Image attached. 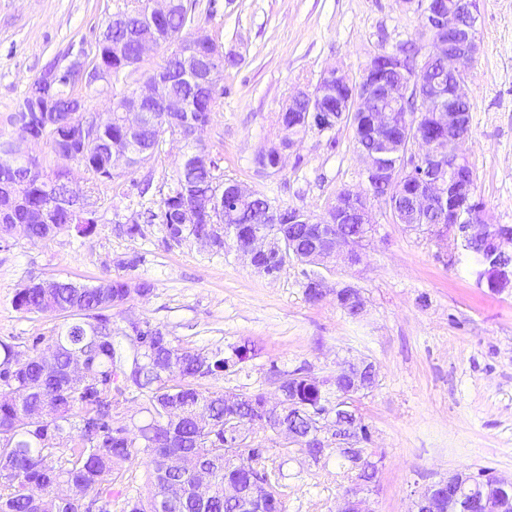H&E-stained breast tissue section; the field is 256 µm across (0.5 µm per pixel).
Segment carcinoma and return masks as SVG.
I'll return each mask as SVG.
<instances>
[{
  "mask_svg": "<svg viewBox=\"0 0 512 512\" xmlns=\"http://www.w3.org/2000/svg\"><path fill=\"white\" fill-rule=\"evenodd\" d=\"M147 2L135 0L130 9L113 16L106 25L107 37L99 50L116 81L136 71L142 39L156 38L165 46L166 34L177 32L185 41L187 30L196 25L195 13L183 0H176L171 14L155 23L146 15ZM161 68L171 75L170 92L186 101V118L210 122L216 95L182 80L180 62L173 52ZM52 98L55 111L50 116L55 118V125L45 129L43 141L53 153L69 150L81 154L83 170L91 175L94 186L114 178L109 150L133 147L139 151L136 165L140 166L161 154V130L169 134L189 132L179 126L176 117L157 112L145 123L135 143H130L120 122L125 104L121 97L102 113L92 136L81 129L82 121L94 116L81 97L62 84ZM307 109L308 102L299 99L281 112L279 123L288 128L289 136L297 138L310 131L305 121ZM340 122L351 125L357 147L372 145L358 128L359 114L344 116ZM9 151L8 139L0 135V181L6 178L14 182L26 195L27 203L15 210L13 220L0 221V237L14 224L27 225V238L33 242L47 241L70 229L84 235L94 230L92 219L80 223L68 210L49 208L38 183L45 177L38 158L13 169L7 161ZM192 155L187 167L172 175L158 211H149L151 219L164 226L170 240L179 242L190 233L208 237L215 234L217 225L267 224L271 201L257 193L242 202L226 200L218 210L205 209L213 192H224V172L206 146L195 149ZM188 204L200 209L197 222L190 226L180 223V213ZM291 233L297 256L314 251L316 240L309 239L306 225H292ZM150 290L151 285L143 280L103 279L92 287L66 280L57 281L52 288L28 283L16 292V310L28 314L57 311L66 322L53 332L51 342L56 346L57 358L49 371L41 366L38 354L22 357L14 345L0 341V512H90L85 500L112 497L114 478L122 477L125 464L138 459L146 466L150 494L144 501L128 499L124 512H239L246 507L282 512V474L268 465L269 449L258 440L260 434L274 430L278 422L262 416L264 394L245 393L238 406L229 407L224 394L202 392L195 383L206 371L213 374L226 370L246 346L232 347L228 356L218 350L181 347L161 329L140 323L131 329L130 336L145 339L141 362L127 381L117 382V367L131 351L117 340L109 311ZM79 349L88 355L90 378L85 382L67 378L71 355ZM169 357L174 364L168 374L158 373L155 363ZM285 376L291 409L301 412L291 423L305 432L309 422L303 412L322 407L325 390L304 376L293 377L289 372ZM133 391L148 395L149 414V421L138 428L134 439L125 426L112 420V411ZM203 412L211 423L206 434L199 432L196 422V416ZM242 430L256 437L249 448L234 446ZM173 456L190 457L207 465L210 480L206 501L189 493L194 487L189 470L168 466ZM228 482L240 486V502L224 497ZM258 483L262 484L263 497L255 502L251 494ZM62 484L70 490L65 499L54 495L55 488Z\"/></svg>",
  "mask_w": 512,
  "mask_h": 512,
  "instance_id": "obj_1",
  "label": "carcinoma"
}]
</instances>
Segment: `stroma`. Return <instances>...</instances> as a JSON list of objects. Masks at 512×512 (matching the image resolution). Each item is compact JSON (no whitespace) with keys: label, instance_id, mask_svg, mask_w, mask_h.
Listing matches in <instances>:
<instances>
[{"label":"stroma","instance_id":"35a3bbf8","mask_svg":"<svg viewBox=\"0 0 512 512\" xmlns=\"http://www.w3.org/2000/svg\"><path fill=\"white\" fill-rule=\"evenodd\" d=\"M199 25L235 56L220 83L202 142L226 179L267 196L273 205L322 214L343 188L361 186L363 161L342 125L308 133L279 171L253 162L278 142L277 118L298 90L340 67L359 76L372 56L413 39L417 5L402 0H192ZM128 0H0V132L15 137L30 84L51 64L66 69L94 52L112 16ZM480 51L470 71V132L462 146L491 223L512 226V0H476ZM182 154L165 142L158 160L119 170L96 191L97 226L69 230L45 243L22 233L0 239V340L22 354L47 352L55 312L15 310L30 280H145L148 295L113 310L112 325L136 320L168 333L175 344L207 352L254 342L243 370L199 378L201 390L264 393L277 402L278 371L302 368L334 378L343 361L366 359L378 377L356 404L368 425L370 451L381 456L369 512H415L422 491L442 477L488 471L512 482V287L480 284L462 241L392 223L375 214V233L360 264H288L260 275L233 246L216 250L193 238L174 242L162 224L124 227L148 208ZM323 276L326 295L311 302L307 279ZM360 289L365 308L348 317L336 302L344 285ZM283 466L284 512H336L355 477L336 456L314 460L280 439L263 438Z\"/></svg>","mask_w":512,"mask_h":512}]
</instances>
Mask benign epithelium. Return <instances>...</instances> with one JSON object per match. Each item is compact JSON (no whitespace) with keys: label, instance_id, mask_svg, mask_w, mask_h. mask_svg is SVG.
Wrapping results in <instances>:
<instances>
[{"label":"benign epithelium","instance_id":"benign-epithelium-1","mask_svg":"<svg viewBox=\"0 0 512 512\" xmlns=\"http://www.w3.org/2000/svg\"><path fill=\"white\" fill-rule=\"evenodd\" d=\"M420 9L426 32L419 41L423 66H428L435 59L444 60L450 85L426 80L424 70L405 71L398 52L384 51L374 55L356 79L338 67H331L320 74L311 90L296 93V97L309 101L308 123L319 134L331 129V113L326 111L324 101L334 86L347 90V96L341 98V110L344 112H363L376 100H381V106L368 116L375 132L395 126L394 112L402 103L410 101L414 107V111L404 114L402 140L392 149L360 151L365 163L363 188H347L336 194L325 213L316 215L309 212L304 215L303 223L318 227L314 234L322 237V248L315 250V257L330 254L352 266L360 263L363 243L373 231L374 209L384 212L394 224H415L424 213L435 212L448 217L439 237L445 238L452 233L464 242L481 237L491 245L477 275L479 280L487 281L488 287L501 290L512 283V262L506 259L508 252L503 249L504 245L512 243V227L488 221L486 206L476 195L473 170L460 149L470 127V113L463 110L460 103L468 101L466 83L480 50L475 28L476 0H443L441 5L433 4V0H423ZM171 41L177 45L182 69L189 80L211 90L219 87L222 70L218 66V58L223 56L224 49L215 37L196 32L190 35L187 45L175 36ZM196 46H210L213 52L203 59L193 51ZM379 70L397 72L401 78L381 81L377 74ZM61 81L62 74L53 70L44 72L32 83L29 100L34 111H51L50 92ZM153 101L160 102L166 112L183 110L182 102L168 94V80L161 69L137 85L122 109L123 126L128 133H135L143 125L147 119L145 104ZM419 112L436 113L433 132L426 135L415 131ZM444 131L453 135V150L449 155L443 153L437 137V133ZM411 173L416 175L418 187L413 195L412 210L406 212L398 209L396 197L405 177ZM376 186L383 187L385 193H375ZM57 204L80 217L96 214V200L87 188L78 186L74 181L69 183L68 191ZM347 216H353L358 223L365 225V233L360 238L352 240L329 231L334 223ZM285 239L286 233L279 225L250 230L231 227L225 234V240L231 241L236 250L251 261L273 250L283 251ZM350 367L369 371L371 383L358 384L349 391L341 390L336 404L328 411L309 413L314 425L313 435L325 446L329 444L326 434L335 432V414L355 413L350 399L372 389L376 383L377 373L371 362L364 359L346 362L345 368ZM275 433L286 444L311 447L310 434L302 435L286 424L277 427ZM367 486L369 482L356 477V486L342 495L337 512H364V500L359 497V492ZM484 487L486 484L479 482L476 475L457 473L425 489L415 507L417 512H458L461 501L467 497L477 512H504L505 506L489 499Z\"/></svg>","mask_w":512,"mask_h":512}]
</instances>
